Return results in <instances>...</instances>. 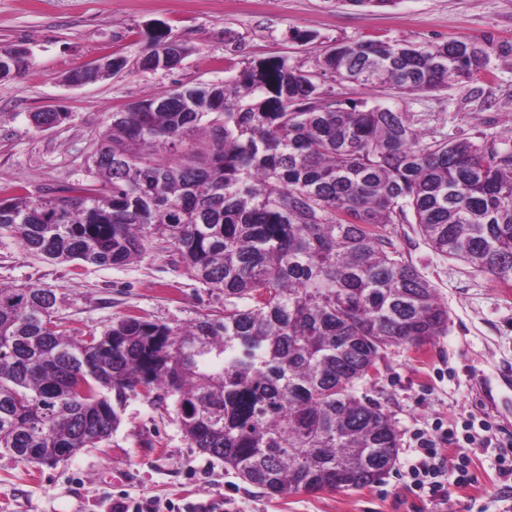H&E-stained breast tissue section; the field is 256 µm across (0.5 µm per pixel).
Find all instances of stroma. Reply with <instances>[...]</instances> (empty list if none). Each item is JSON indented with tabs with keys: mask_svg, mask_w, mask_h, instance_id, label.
I'll use <instances>...</instances> for the list:
<instances>
[{
	"mask_svg": "<svg viewBox=\"0 0 512 512\" xmlns=\"http://www.w3.org/2000/svg\"><path fill=\"white\" fill-rule=\"evenodd\" d=\"M158 23L189 52L174 68L145 70L138 57ZM296 32L307 41L293 40ZM487 34L512 45V0H395L381 8L348 0H0V49L29 54L25 70L0 79V201L89 181L87 159L113 113L146 95L221 82L272 56L316 75L333 99L412 113L427 135H507L510 56L493 59L473 81L415 94L365 89L321 69L327 51L358 40L427 45ZM104 57L127 64L88 84L66 82ZM46 109L67 118L33 125L31 114ZM389 232L435 285L449 320L447 334L421 348L387 349L362 386L399 432V456L382 483L268 497L192 448L175 397L157 389L128 394L107 444L68 461L38 465L0 452V512H114L120 503L144 512H512V488L497 470L499 443L512 438V288L436 254L415 225L393 224ZM0 283L54 290L57 320L80 336L100 335L130 315L180 328L224 308L223 294L188 276L160 241L126 264L78 267L29 252L2 229ZM468 419L491 422L498 440L471 453L474 482L445 502L418 496L405 475L416 432Z\"/></svg>",
	"mask_w": 512,
	"mask_h": 512,
	"instance_id": "obj_1",
	"label": "stroma"
}]
</instances>
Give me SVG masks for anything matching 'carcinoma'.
I'll return each instance as SVG.
<instances>
[{
  "label": "carcinoma",
  "instance_id": "obj_1",
  "mask_svg": "<svg viewBox=\"0 0 512 512\" xmlns=\"http://www.w3.org/2000/svg\"><path fill=\"white\" fill-rule=\"evenodd\" d=\"M507 52L495 38L339 45L324 73L425 92L469 82ZM0 78L20 72L25 51ZM188 48L160 25L144 69ZM123 58L75 71L80 84ZM202 130L210 151L171 164ZM92 180L0 202V229L59 263L116 265L165 241L224 293V314L173 328L126 317L99 336L54 319L50 289L0 286V449L58 464L96 448L129 392L176 397L191 445L273 497L380 483L399 455L381 404L358 392L389 347L448 332L435 286L387 234L415 224L437 254L512 286V139L427 138L410 113L343 106L283 57L229 81L156 92L112 113ZM209 145V140L206 139L203 135L195 133H191L185 139H183V144L178 147L177 152H164L160 155V158L163 161H175L181 159L182 156L188 153H194L199 151H204Z\"/></svg>",
  "mask_w": 512,
  "mask_h": 512
}]
</instances>
